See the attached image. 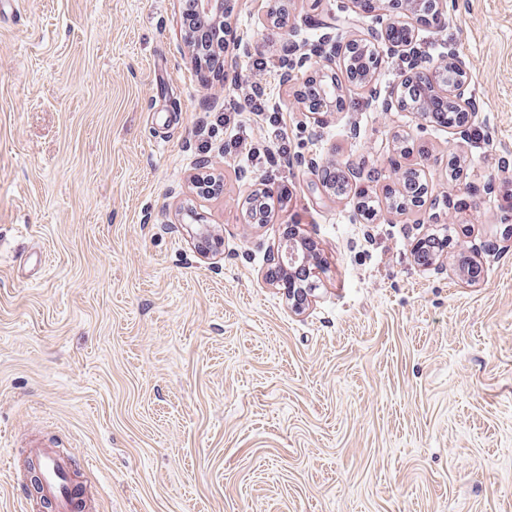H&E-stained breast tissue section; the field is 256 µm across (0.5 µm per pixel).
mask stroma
<instances>
[{"instance_id": "obj_1", "label": "stroma", "mask_w": 512, "mask_h": 512, "mask_svg": "<svg viewBox=\"0 0 512 512\" xmlns=\"http://www.w3.org/2000/svg\"><path fill=\"white\" fill-rule=\"evenodd\" d=\"M273 5L296 51L252 74L236 42L273 52ZM447 7L441 32L391 0H235L211 81L182 0H6L0 512H48L29 486L38 443L71 456L96 512H512V0ZM394 21L414 24L422 65L464 62L466 134L400 108L410 61L380 37ZM351 39L380 54L363 86L317 52ZM324 71L347 103L313 119L299 94ZM254 84L279 108L243 113L225 153L224 100ZM277 134L287 162L252 163ZM329 164L352 193L320 188ZM408 167L427 201L390 210ZM284 183L249 223L252 191ZM361 188L381 203L368 220ZM291 223L326 267L300 313L267 281ZM433 233L448 247L424 265Z\"/></svg>"}]
</instances>
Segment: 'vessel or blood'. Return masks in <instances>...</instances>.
<instances>
[{
    "label": "vessel or blood",
    "mask_w": 512,
    "mask_h": 512,
    "mask_svg": "<svg viewBox=\"0 0 512 512\" xmlns=\"http://www.w3.org/2000/svg\"><path fill=\"white\" fill-rule=\"evenodd\" d=\"M29 455L40 470V496L51 512H83L85 502L72 478L70 459L45 446L31 448Z\"/></svg>",
    "instance_id": "1"
}]
</instances>
